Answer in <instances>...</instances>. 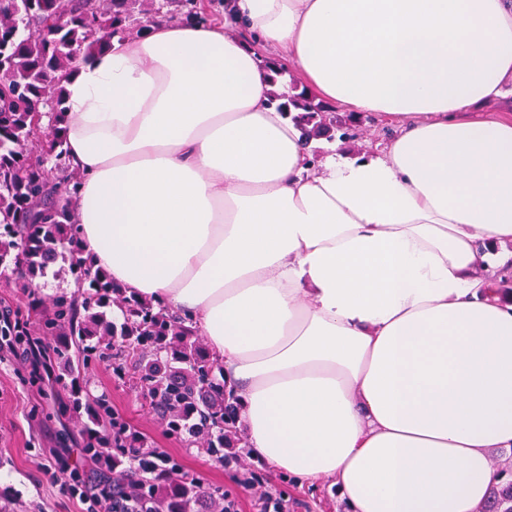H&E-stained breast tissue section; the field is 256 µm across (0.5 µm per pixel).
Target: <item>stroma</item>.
<instances>
[{
	"label": "stroma",
	"instance_id": "1",
	"mask_svg": "<svg viewBox=\"0 0 512 512\" xmlns=\"http://www.w3.org/2000/svg\"><path fill=\"white\" fill-rule=\"evenodd\" d=\"M29 374L22 358L0 354V512H86L79 497L60 490L49 458L50 449L82 442L80 421L58 413L63 390L57 379L35 385L29 383ZM86 378L93 394H107L113 410L177 460L184 472L241 495L227 469L170 435L147 413L141 391L115 380L109 363H93ZM264 474L290 500L293 512H347L344 498L329 482L301 488L272 467H265Z\"/></svg>",
	"mask_w": 512,
	"mask_h": 512
}]
</instances>
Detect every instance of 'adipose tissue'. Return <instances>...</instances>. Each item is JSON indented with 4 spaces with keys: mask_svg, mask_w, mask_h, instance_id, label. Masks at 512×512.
Wrapping results in <instances>:
<instances>
[{
    "mask_svg": "<svg viewBox=\"0 0 512 512\" xmlns=\"http://www.w3.org/2000/svg\"><path fill=\"white\" fill-rule=\"evenodd\" d=\"M78 61L77 239L187 314L255 454L350 512H482L512 448V0H227ZM324 103L391 120L314 168L248 37Z\"/></svg>",
    "mask_w": 512,
    "mask_h": 512,
    "instance_id": "obj_1",
    "label": "adipose tissue"
}]
</instances>
